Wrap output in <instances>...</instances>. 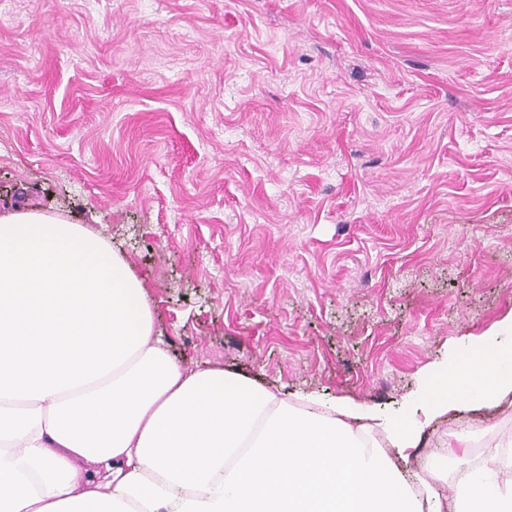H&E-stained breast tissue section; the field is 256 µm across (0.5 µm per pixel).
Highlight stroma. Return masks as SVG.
Wrapping results in <instances>:
<instances>
[{"label":"stroma","instance_id":"stroma-1","mask_svg":"<svg viewBox=\"0 0 512 512\" xmlns=\"http://www.w3.org/2000/svg\"><path fill=\"white\" fill-rule=\"evenodd\" d=\"M85 225L184 367L387 417L512 335V0H0V213ZM512 485V402L445 415Z\"/></svg>","mask_w":512,"mask_h":512}]
</instances>
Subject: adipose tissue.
Instances as JSON below:
<instances>
[{"mask_svg": "<svg viewBox=\"0 0 512 512\" xmlns=\"http://www.w3.org/2000/svg\"><path fill=\"white\" fill-rule=\"evenodd\" d=\"M510 394L512 340L491 336L428 370L418 404L432 420ZM421 433L411 418L186 369L103 237L0 215V512H512V487L461 456L451 501L411 479Z\"/></svg>", "mask_w": 512, "mask_h": 512, "instance_id": "1", "label": "adipose tissue"}]
</instances>
